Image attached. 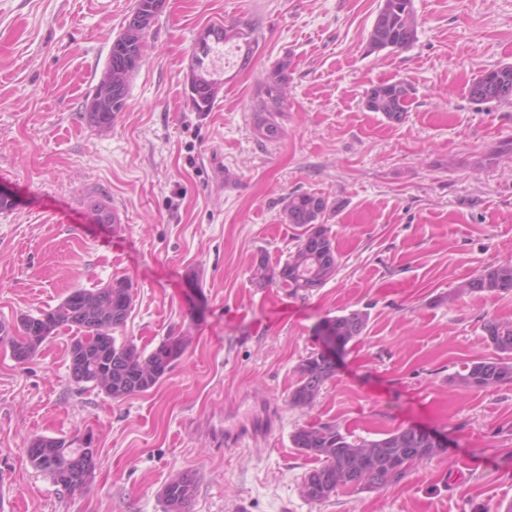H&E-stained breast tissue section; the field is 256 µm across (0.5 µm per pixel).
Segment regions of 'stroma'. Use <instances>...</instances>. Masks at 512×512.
Masks as SVG:
<instances>
[{"label":"stroma","mask_w":512,"mask_h":512,"mask_svg":"<svg viewBox=\"0 0 512 512\" xmlns=\"http://www.w3.org/2000/svg\"><path fill=\"white\" fill-rule=\"evenodd\" d=\"M134 2L0 0V188L16 200L0 212V321L119 279L134 302L118 340L192 342L154 388L121 400L73 381L71 330L23 363L0 346V505L164 512V486L187 472L188 512H504L512 384L450 377L495 357L482 324L512 320V293L448 294L512 260V153L500 150L512 100L468 95L480 71L512 64V0H414L418 41L399 53L367 50L378 0H165L125 109L95 131L82 105ZM246 15L261 30L251 62L217 70L214 106L193 111L199 37ZM284 60L288 110L268 142L252 106L260 74ZM395 80L411 87L399 122L364 106L367 89ZM305 191L331 206L338 270L295 296L254 271L286 260L301 230L283 206ZM346 309L368 312L364 336L313 408L289 406L318 325ZM269 407L264 437L225 446V429ZM320 420L367 439L413 425L448 448L400 482L314 503L301 485L315 463L290 436ZM37 435L91 438L94 481L55 486L28 459Z\"/></svg>","instance_id":"stroma-1"}]
</instances>
